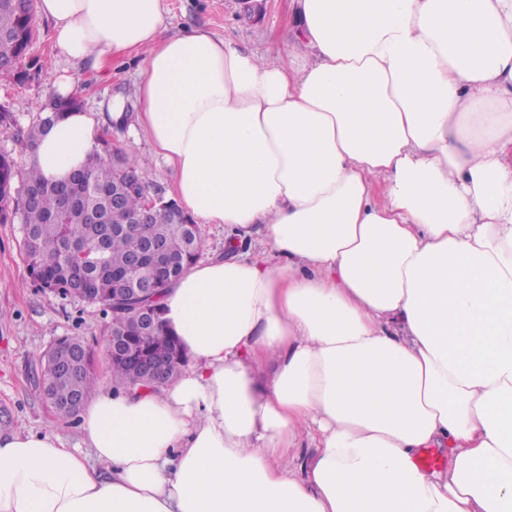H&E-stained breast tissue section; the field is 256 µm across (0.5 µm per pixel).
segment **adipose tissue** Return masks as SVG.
<instances>
[{
	"mask_svg": "<svg viewBox=\"0 0 512 512\" xmlns=\"http://www.w3.org/2000/svg\"><path fill=\"white\" fill-rule=\"evenodd\" d=\"M37 10L75 63L144 54L173 198L264 245L166 292L167 387L98 384L74 448L0 434V512H512V0H298L306 61L161 0ZM103 138L70 110L22 166Z\"/></svg>",
	"mask_w": 512,
	"mask_h": 512,
	"instance_id": "ef3b65f1",
	"label": "adipose tissue"
}]
</instances>
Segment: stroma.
Returning a JSON list of instances; mask_svg holds the SVG:
<instances>
[{"mask_svg": "<svg viewBox=\"0 0 512 512\" xmlns=\"http://www.w3.org/2000/svg\"><path fill=\"white\" fill-rule=\"evenodd\" d=\"M171 32L204 26L215 34L228 36L248 49L264 53L274 49L298 56L305 48L293 18V0H258L255 13H247L242 0H162ZM30 57L44 60L39 75L25 84L0 74V105L12 112L16 123L0 127V152L18 151L21 130L39 118L51 96L55 73L69 71L79 78L78 91L87 111L107 124L113 149L135 146L148 154L146 141H134L130 124L110 122V103L122 99L130 112H137V84L141 62L123 59L113 62L107 72L82 67L52 51L51 27L36 21ZM19 225L0 224V432L40 431L61 438L73 447L80 437V418H59L39 386L40 358L56 339L77 336L92 349L99 378L110 376V364L101 348L109 316L95 304L78 298H63L42 291L29 280L21 250Z\"/></svg>", "mask_w": 512, "mask_h": 512, "instance_id": "35a3bbf8", "label": "stroma"}]
</instances>
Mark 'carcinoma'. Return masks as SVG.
Segmentation results:
<instances>
[{
	"instance_id": "1",
	"label": "carcinoma",
	"mask_w": 512,
	"mask_h": 512,
	"mask_svg": "<svg viewBox=\"0 0 512 512\" xmlns=\"http://www.w3.org/2000/svg\"><path fill=\"white\" fill-rule=\"evenodd\" d=\"M35 0H0V64H13L22 84L43 64L27 59L34 37ZM52 108L32 125L23 148H28L45 132L53 118L72 106L71 99L51 97ZM147 161L132 159L126 153H112V144L103 142V153L64 183L46 180L37 169L20 168L13 154L0 153V224L22 225L25 260L36 285L46 284L63 295L75 291L95 303L112 306V289L128 288L131 262L138 258L146 271L163 284L181 278L197 261L201 229L191 218L175 224L172 208L156 207L146 225L118 223L112 200H120L127 217L143 206L144 189L133 193L122 190L118 171L143 173ZM93 210L100 222L89 224L84 213ZM138 336L141 326L130 307L110 313L108 334L103 338L107 355H112V335ZM42 379L51 383L62 418L73 416L68 401L77 396L85 401L94 390L97 375L93 355L83 354L78 372L72 374L41 362Z\"/></svg>"
}]
</instances>
